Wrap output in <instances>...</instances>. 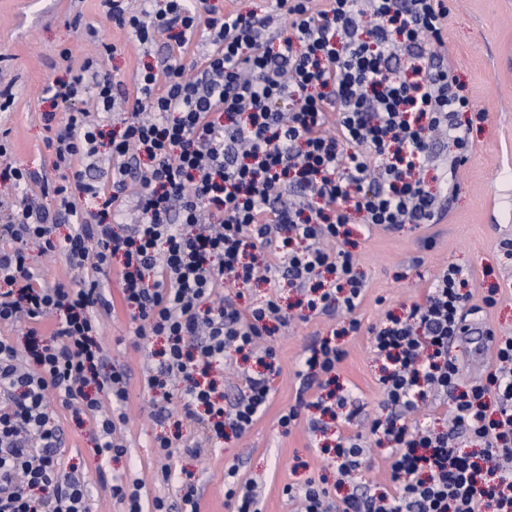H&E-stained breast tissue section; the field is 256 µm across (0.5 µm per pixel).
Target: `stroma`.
Instances as JSON below:
<instances>
[{"label":"stroma","instance_id":"1","mask_svg":"<svg viewBox=\"0 0 512 512\" xmlns=\"http://www.w3.org/2000/svg\"><path fill=\"white\" fill-rule=\"evenodd\" d=\"M445 3L449 15L444 50L473 104L472 111L459 115L461 122L472 127L473 147L458 171V190L446 203L447 215L436 224H403L392 231L364 229L360 216H353L355 270L365 285L353 315L338 309L303 313L296 305L295 289L282 286L280 301L292 321L270 338L277 368L269 374L272 391L265 412L245 434L227 433L200 455L176 452L167 461L177 475L169 484L156 480V471L165 461L155 439L176 426L151 421L152 394L143 383L149 350L139 344L136 324L122 304H115L112 314L102 319V338L110 363L130 374L128 421L123 428L127 453L117 458L98 454L88 429L77 426L70 411L57 401L48 403L52 422L64 432L59 450L62 464L85 478L93 512L125 510L110 485L100 481L102 470L128 482L143 480L142 495L148 500L160 496L178 501L181 483H194L199 487V512H233L224 497L226 472L232 465L238 468V484L255 483L260 512H295V501L283 489L288 485L300 489L310 479L324 483L335 501L356 489L382 491L390 479L378 445L368 447L362 465L343 482L319 453L337 434L353 436L363 431L367 416L379 409L380 364L371 348V329L381 325L387 314L398 315L412 303L424 302L434 278L454 265L471 277L472 303L481 304L485 295L495 293L496 304L483 314L485 327L494 336H512V0ZM103 41L117 48L103 58L104 71L125 82L139 63L159 66L170 54L168 35L139 43L101 17L99 0H0V53L6 56L0 62V87L11 88L16 96L14 109L0 112V127L10 132L15 161L56 178L52 153L44 143L41 98L47 78L65 76L68 64L97 55ZM66 48L72 52L68 62L61 57ZM350 317L359 321L360 328L341 335ZM332 335L345 352L336 372L348 390L346 408L353 411V419L334 429L315 431L310 422L318 413L305 409L290 432H282L278 419L296 403L297 373L306 348ZM176 428L188 442L199 432L198 424L186 419Z\"/></svg>","mask_w":512,"mask_h":512}]
</instances>
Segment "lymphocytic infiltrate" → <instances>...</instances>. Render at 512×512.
<instances>
[{
    "mask_svg": "<svg viewBox=\"0 0 512 512\" xmlns=\"http://www.w3.org/2000/svg\"><path fill=\"white\" fill-rule=\"evenodd\" d=\"M100 3L139 42L171 34L178 54L137 69L129 90L90 58L48 83L45 143L58 179L11 161L0 131V186L35 183L55 203L17 204L11 244L0 247V325H26L22 342L0 336V512H89L85 482L62 466L49 399L77 424L92 423L99 453L126 452L117 431L127 420L129 374L103 367L100 315L111 309L103 278L117 276L138 338L165 339L146 379L161 393L154 416L166 421L178 402L201 425L189 448L200 454L225 428L246 433L271 393L259 374L247 377V394L225 402L214 365L237 355L275 360L264 339L290 321L278 295L244 312L224 287L285 279L306 294L308 310L340 303L348 331H358L364 283L346 248L350 214L388 230L439 223L446 211L422 178L437 157L434 136L447 135L458 151L441 174L452 193L472 148L458 118L469 96L440 53L443 0H277L288 24L273 43L262 38L266 18L220 15L209 0H143L136 12L125 0ZM203 30L211 51L188 59ZM119 101L131 116L115 132L108 125ZM62 105L68 115L58 129L53 111ZM104 146L112 174L101 182L88 178L84 161ZM292 188L309 192L307 202H283ZM83 196L90 209L79 206ZM131 209L137 223H122ZM32 245L63 253L92 277L47 281L29 262ZM468 284L448 266L424 302L372 331L384 361L383 413L368 430L388 442L393 491L366 488L333 507L328 489L311 480L298 493L302 512H512V336L498 338L486 378L463 381L448 345L466 332L467 315L496 303L489 295L464 306ZM342 356L328 338L305 351L282 430L296 424L308 391L335 383ZM432 395L449 406L448 429L402 423Z\"/></svg>",
    "mask_w": 512,
    "mask_h": 512,
    "instance_id": "f902f5d3",
    "label": "lymphocytic infiltrate"
}]
</instances>
